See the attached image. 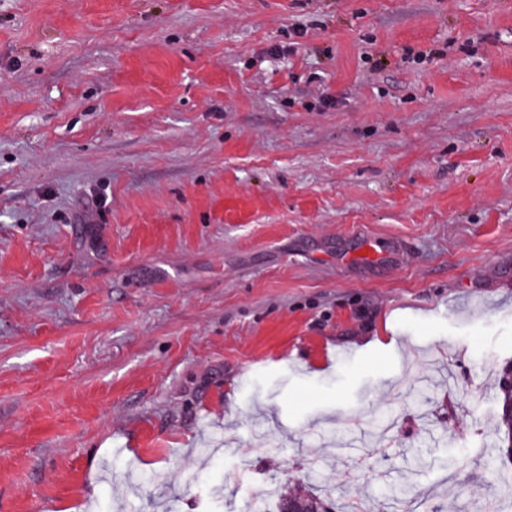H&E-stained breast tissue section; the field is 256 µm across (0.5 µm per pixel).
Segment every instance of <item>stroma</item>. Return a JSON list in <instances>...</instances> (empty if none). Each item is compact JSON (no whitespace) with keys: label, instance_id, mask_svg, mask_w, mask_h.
<instances>
[{"label":"stroma","instance_id":"obj_1","mask_svg":"<svg viewBox=\"0 0 512 512\" xmlns=\"http://www.w3.org/2000/svg\"><path fill=\"white\" fill-rule=\"evenodd\" d=\"M511 363L512 0H0V512H512ZM507 367V366H506ZM504 367L502 371L506 368ZM499 374V380L500 376L502 374ZM498 380L499 388H500V394L498 396L500 405H501V413L499 415L498 423L495 427V432L497 436V440L499 441L498 448H507L509 449V453H512V418H509L507 415L503 413V405L508 403L509 401L512 402V391L509 392L506 389L503 388V386H508L509 388H512V373L510 368H507L505 370V376L502 379L503 386H500V382Z\"/></svg>","mask_w":512,"mask_h":512}]
</instances>
